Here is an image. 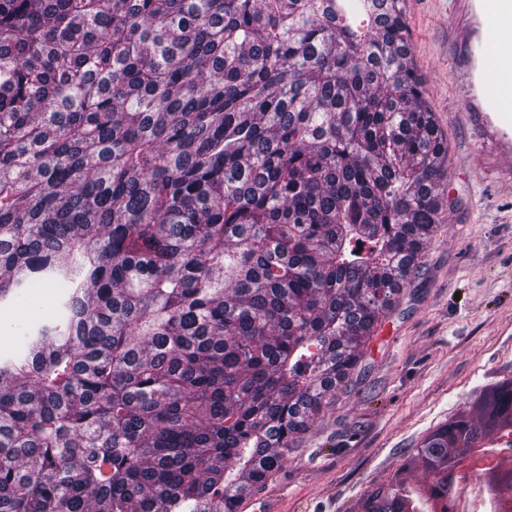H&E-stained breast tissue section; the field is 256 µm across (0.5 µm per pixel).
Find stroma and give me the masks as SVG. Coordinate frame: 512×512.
I'll return each instance as SVG.
<instances>
[{
  "label": "stroma",
  "instance_id": "stroma-1",
  "mask_svg": "<svg viewBox=\"0 0 512 512\" xmlns=\"http://www.w3.org/2000/svg\"><path fill=\"white\" fill-rule=\"evenodd\" d=\"M453 0H411L414 60L449 152L477 136L455 124L463 105L449 22ZM436 237L400 306L382 322L347 383L296 439L276 478L259 493L281 512H360L366 495L392 480L425 487L435 474L425 440L465 415L477 447L499 453L496 431L474 419L488 388L512 378V197L455 180ZM57 288L19 289L0 305V320L29 326L51 319Z\"/></svg>",
  "mask_w": 512,
  "mask_h": 512
}]
</instances>
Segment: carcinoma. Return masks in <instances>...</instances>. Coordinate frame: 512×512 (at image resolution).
I'll use <instances>...</instances> for the list:
<instances>
[{"label":"carcinoma","mask_w":512,"mask_h":512,"mask_svg":"<svg viewBox=\"0 0 512 512\" xmlns=\"http://www.w3.org/2000/svg\"><path fill=\"white\" fill-rule=\"evenodd\" d=\"M402 0H0V512H234L419 273ZM40 286L41 288H34ZM58 288L42 280L32 281L27 288H16L18 294L0 306V321L21 324L27 329L35 320H49L54 312V298Z\"/></svg>","instance_id":"obj_1"}]
</instances>
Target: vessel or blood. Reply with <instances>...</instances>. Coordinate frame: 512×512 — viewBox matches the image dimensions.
<instances>
[{
    "label": "vessel or blood",
    "instance_id": "obj_1",
    "mask_svg": "<svg viewBox=\"0 0 512 512\" xmlns=\"http://www.w3.org/2000/svg\"><path fill=\"white\" fill-rule=\"evenodd\" d=\"M458 5L454 36L467 48L459 71L466 102L452 119L475 130L481 172L512 194V104L501 96L512 90V0H458Z\"/></svg>",
    "mask_w": 512,
    "mask_h": 512
}]
</instances>
